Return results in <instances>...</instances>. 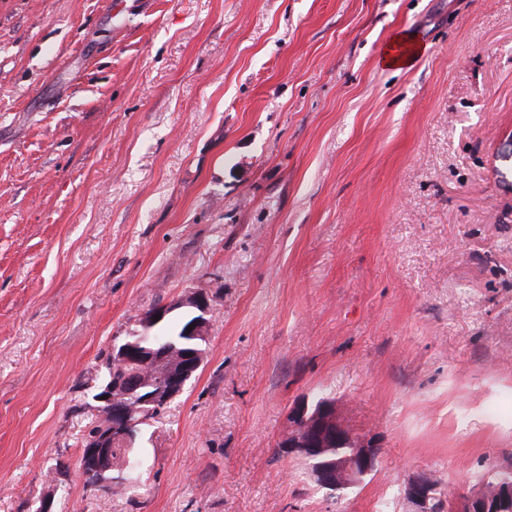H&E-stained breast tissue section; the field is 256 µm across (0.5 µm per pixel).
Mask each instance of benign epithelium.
<instances>
[{"label": "benign epithelium", "instance_id": "obj_1", "mask_svg": "<svg viewBox=\"0 0 512 512\" xmlns=\"http://www.w3.org/2000/svg\"><path fill=\"white\" fill-rule=\"evenodd\" d=\"M179 305L198 311L192 321L193 329L184 332L188 340L173 346L167 358L158 362L146 354L135 342L123 341L112 346L110 364L120 363L128 368L121 378L108 377L102 384L95 402L101 419L87 435L78 458V467L90 462L104 483H126L125 467L112 461V448L128 446L135 438V426L160 414L196 376L205 359L201 340L207 338L208 321L205 318L206 298L194 293ZM163 366L156 380L145 377L149 366ZM292 430L280 439L286 454L308 462L313 481L334 492L355 487L362 477L371 473L376 458L372 452L374 441L355 438L336 418L331 403L311 406L305 400L290 411ZM406 512H431L430 501L435 498V487L429 476L417 474L405 484ZM467 512H512V482L480 488L466 497Z\"/></svg>", "mask_w": 512, "mask_h": 512}]
</instances>
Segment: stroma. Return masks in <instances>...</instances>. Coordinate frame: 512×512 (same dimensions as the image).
Instances as JSON below:
<instances>
[{"label":"stroma","mask_w":512,"mask_h":512,"mask_svg":"<svg viewBox=\"0 0 512 512\" xmlns=\"http://www.w3.org/2000/svg\"><path fill=\"white\" fill-rule=\"evenodd\" d=\"M194 291L203 366L87 489L107 355ZM319 397L379 446L334 497L276 451ZM511 464L512 0H0V512H403ZM419 54V47L407 34L395 35L391 41L384 63L389 67H405L411 65ZM406 512H431L430 501L435 498V487L428 475L417 474L405 484Z\"/></svg>","instance_id":"1"}]
</instances>
